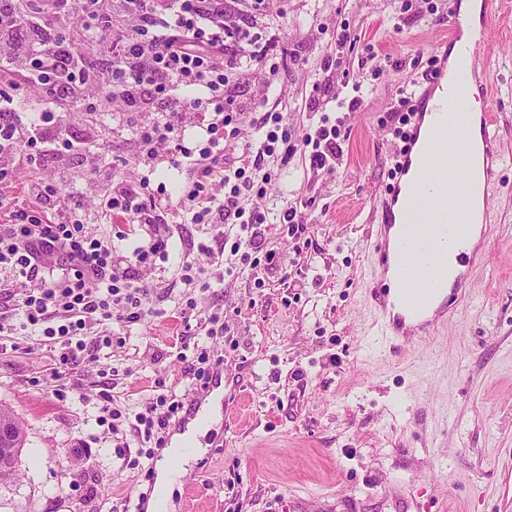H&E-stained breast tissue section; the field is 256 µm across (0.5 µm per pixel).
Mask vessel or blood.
<instances>
[{"instance_id":"1","label":"vessel or blood","mask_w":512,"mask_h":512,"mask_svg":"<svg viewBox=\"0 0 512 512\" xmlns=\"http://www.w3.org/2000/svg\"><path fill=\"white\" fill-rule=\"evenodd\" d=\"M477 55L463 56L453 71L437 69L423 80L409 139L395 165L393 182L380 205L370 240L374 260L365 303L375 315L386 351L404 357L413 337L435 338L457 305L469 296V279L478 261L470 233L457 221L471 205L466 182L445 186L448 171H467V125L450 129L449 103L470 90ZM485 174L503 160L491 112L481 117Z\"/></svg>"}]
</instances>
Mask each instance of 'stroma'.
Segmentation results:
<instances>
[{
	"label": "stroma",
	"mask_w": 512,
	"mask_h": 512,
	"mask_svg": "<svg viewBox=\"0 0 512 512\" xmlns=\"http://www.w3.org/2000/svg\"><path fill=\"white\" fill-rule=\"evenodd\" d=\"M412 3L399 34L392 18L401 0H274L267 13L241 12L288 61L269 85L241 70L245 111L260 97L287 108L280 129L291 139L324 117L342 121L345 137L335 176L298 156L275 169L262 200L271 215L263 248L274 255L267 267L229 254L208 266L197 246L219 248L221 230L191 223L170 226L166 259L130 261L152 227L133 217L107 223L98 207L105 185L89 166L121 156L125 176L145 180L154 195L174 192L187 173L146 174L136 128L119 113H99L91 127L78 109L64 112L69 134L88 145L71 159L60 194L83 200L97 236L132 230L116 247L127 274L154 289L143 301L147 316L115 326L96 361L70 370L53 373L58 353L39 337L0 338V405L26 436L18 477L0 485V512H112L151 497L163 450L127 466L119 450L137 448V439L113 438L99 409L106 394L130 417L163 389L190 401L196 390L176 357L185 342L189 355L223 356L224 402L220 421L197 436L202 452L173 491L175 512H512V0L476 43L487 63L471 94L492 102L505 161L489 191V248L471 273V298L434 345L409 346L404 361L380 355L370 333L369 226L399 149L383 122L403 83L447 40L439 15L460 13L462 0ZM342 22L357 42L343 51L350 75L336 77L333 92L360 94L362 106L310 110L315 74ZM287 205L306 218V241L278 223ZM190 254L208 268L207 291L181 280ZM190 297L200 312L223 308V338L186 327Z\"/></svg>",
	"instance_id": "obj_1"
}]
</instances>
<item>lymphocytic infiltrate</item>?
I'll list each match as a JSON object with an SVG mask.
<instances>
[{
  "label": "lymphocytic infiltrate",
  "instance_id": "lymphocytic-infiltrate-1",
  "mask_svg": "<svg viewBox=\"0 0 512 512\" xmlns=\"http://www.w3.org/2000/svg\"><path fill=\"white\" fill-rule=\"evenodd\" d=\"M80 2L77 21L59 34L58 44L39 39L36 19L57 13L61 4ZM248 2L267 11L273 0H32L33 17L20 18L15 0H0V188L11 184L20 168L32 175L22 192H0V272L8 273L23 293L12 312L0 313V334L29 331L46 345H60L59 362L70 366L86 351L84 335L98 326L110 339L113 324L135 323L145 316L144 296L152 283L121 272L125 259L145 264L166 257L169 239L157 234L119 255L109 240L93 234L89 221L72 199L62 198L56 182L42 178L44 170L63 174L68 156L85 153L84 142L70 138L60 109L70 105L93 114L96 91H117L121 112L135 123L140 158L148 171L160 165L183 167L191 179L180 192L176 208H163L145 195L139 184L96 167L105 180L100 206L123 216L161 214L175 224L191 216L196 224L224 226L231 253L254 267L263 250L266 214L252 204L264 195L270 165L304 153L311 169L335 174L341 156V131L319 125L302 140L280 139L275 126L282 113L267 112L265 136L243 139L241 112L233 76L241 67L258 69L265 83L281 78L269 61L260 34L228 21L229 4ZM106 41L112 53L107 71L87 75L66 70L65 52L77 41ZM38 89L45 108L35 120L23 121L19 107L31 89ZM206 135L203 148L184 144L187 117ZM223 197H215L216 185ZM181 402L158 395L145 411L135 413L131 431L140 440L137 456L151 442L162 446V433L179 416Z\"/></svg>",
  "mask_w": 512,
  "mask_h": 512
}]
</instances>
